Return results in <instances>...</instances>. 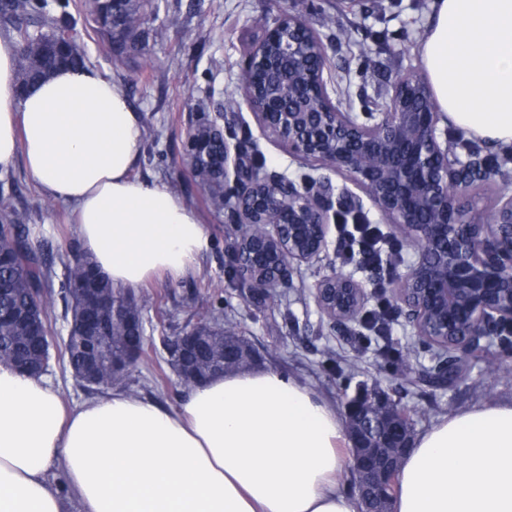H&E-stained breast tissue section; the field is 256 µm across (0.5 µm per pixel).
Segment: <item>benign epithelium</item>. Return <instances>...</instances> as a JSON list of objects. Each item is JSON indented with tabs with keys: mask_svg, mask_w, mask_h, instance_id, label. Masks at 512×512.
Segmentation results:
<instances>
[{
	"mask_svg": "<svg viewBox=\"0 0 512 512\" xmlns=\"http://www.w3.org/2000/svg\"><path fill=\"white\" fill-rule=\"evenodd\" d=\"M313 37L294 11L265 23L244 67V103L293 156L317 161L361 189L392 233L414 249L392 292L414 335L444 349L419 374L443 386L463 361L512 326V195L500 196L489 210L473 205V185L448 161V141L437 132L440 113L416 76L399 78L384 111L367 123L340 111L324 79L326 47ZM333 194L326 177L298 184L267 171L262 157L241 143L224 142V208L234 216L230 247L238 275L260 289L259 297L321 260ZM310 292L332 328L361 321L369 298L362 283L336 272ZM197 340L188 331L172 339L167 352ZM346 414L357 486L377 500L392 499L400 459L410 448L408 412L374 390L350 399Z\"/></svg>",
	"mask_w": 512,
	"mask_h": 512,
	"instance_id": "benign-epithelium-1",
	"label": "benign epithelium"
}]
</instances>
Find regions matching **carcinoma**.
<instances>
[{"label": "carcinoma", "mask_w": 512, "mask_h": 512, "mask_svg": "<svg viewBox=\"0 0 512 512\" xmlns=\"http://www.w3.org/2000/svg\"><path fill=\"white\" fill-rule=\"evenodd\" d=\"M160 8L159 0H92L88 24L107 43L111 56L121 62L130 51L146 50L141 29L149 18L158 16ZM79 14L81 5L77 0H0V21L12 25L16 33L20 87L61 65L87 66L83 34L77 28ZM466 151L471 161L467 175L475 181L481 170L493 163L475 143L466 145ZM195 154L202 167L195 168L194 177L216 207L224 206V143L211 133L208 118L189 134L186 155ZM27 220L26 214L14 209L0 214V362L40 375L37 338L52 334L45 288L52 281L53 267L41 245L31 237ZM60 288L66 314L76 318L88 312L96 317L101 331L64 339L58 361L73 374L87 366L95 367L98 388L111 387L123 377L128 364L139 359L151 363L156 384L167 380L166 364L174 367L184 382H201L212 376L210 367L224 357L225 349L246 345L241 336H224V313L213 305L203 314L209 320L208 328L199 332L205 337L204 354L190 350L180 357L160 360L142 347L133 357L127 323L113 319L110 306L112 298L129 292L112 287L86 256L66 267Z\"/></svg>", "instance_id": "carcinoma-1"}]
</instances>
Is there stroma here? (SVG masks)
I'll return each instance as SVG.
<instances>
[{"mask_svg": "<svg viewBox=\"0 0 512 512\" xmlns=\"http://www.w3.org/2000/svg\"><path fill=\"white\" fill-rule=\"evenodd\" d=\"M433 0H371L368 10L348 0H293V7L308 25L330 44L334 63L348 56L362 57L353 74V95L341 110L363 111V97L388 102L391 86L400 76H424L419 45L432 12ZM282 0H162L145 55L118 63L95 37L86 39L90 63L100 75L120 86L143 125V143L136 177L165 185L205 224L210 249L186 276L178 280L154 278L134 291L146 298L143 309L148 346L166 357L164 339L173 338L197 322L203 308L221 303L226 323L244 336L260 357L261 365L283 369L310 384L344 411L346 397L359 387L379 388L413 409L414 433H422L439 419L472 406L512 396V343L494 342L490 351L501 358L503 373H490L485 364L469 362L464 374L445 388L414 383L406 367L424 369L432 353L415 337L403 315H394L386 333L363 327L349 331L323 322L306 293L323 275L336 271L359 280L370 271L342 264L328 251L313 266L301 267L288 287L264 303L249 298V289L237 273L229 248L226 212L215 209L184 161L188 131L199 119V106L216 112L228 97H240L247 54L261 37L257 22L277 17ZM346 31L349 44L337 45L336 34ZM250 137L256 142L267 169L296 179L302 174L330 177L345 186L344 176L329 173L314 162H299L285 143L262 131L249 110H242ZM0 196L31 215L34 237L41 239L56 276L82 252L69 222L66 205L51 201L16 164L0 176ZM150 368L137 362L117 388L175 406L183 391L176 374L163 385L150 380Z\"/></svg>", "mask_w": 512, "mask_h": 512, "instance_id": "obj_1", "label": "stroma"}]
</instances>
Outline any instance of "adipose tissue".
Instances as JSON below:
<instances>
[{"label": "adipose tissue", "mask_w": 512, "mask_h": 512, "mask_svg": "<svg viewBox=\"0 0 512 512\" xmlns=\"http://www.w3.org/2000/svg\"><path fill=\"white\" fill-rule=\"evenodd\" d=\"M420 53L449 124L512 144V0H434ZM17 58L0 33V174L24 162L69 205L115 287L185 276L210 236L165 185L134 176L143 127L124 91L64 67L19 96ZM349 446L335 406L272 366L212 377L168 409L120 389L71 405L0 364V512H357L340 488ZM399 478L392 512H512V398L440 419Z\"/></svg>", "instance_id": "obj_1"}]
</instances>
